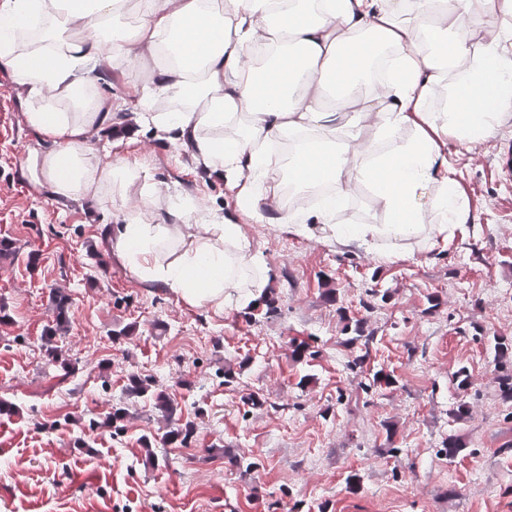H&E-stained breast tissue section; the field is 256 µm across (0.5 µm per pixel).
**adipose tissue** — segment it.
<instances>
[{"instance_id": "ef3b65f1", "label": "adipose tissue", "mask_w": 512, "mask_h": 512, "mask_svg": "<svg viewBox=\"0 0 512 512\" xmlns=\"http://www.w3.org/2000/svg\"><path fill=\"white\" fill-rule=\"evenodd\" d=\"M512 0H0V69L24 90L26 126L41 140L24 174L50 198H111L141 171L105 140L114 111L148 100L167 112L137 121L176 135L193 161L224 174L254 222L300 229L282 186L316 200L315 218L336 244L421 231V198L432 186L440 217L434 237L470 219L456 196L449 139L488 140L512 124V31L476 49L474 21ZM386 71L368 84L378 59ZM136 79H126L129 68ZM121 80L116 101L93 92ZM451 82L449 109L432 112L437 86ZM295 143L287 160L270 145ZM278 207L265 215L255 188ZM369 186L383 224L335 227L345 203ZM156 221L129 217L111 247L145 280L165 282L192 306L224 304L236 272L253 262L235 224H216L173 259L161 260L162 232L182 236L196 213L153 192L141 197Z\"/></svg>"}]
</instances>
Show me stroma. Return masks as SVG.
<instances>
[{
	"label": "stroma",
	"instance_id": "35a3bbf8",
	"mask_svg": "<svg viewBox=\"0 0 512 512\" xmlns=\"http://www.w3.org/2000/svg\"><path fill=\"white\" fill-rule=\"evenodd\" d=\"M23 112L0 71V240L16 246L0 257L10 317L0 325V400L17 407L0 416V512H512V402L497 382L512 358L496 363L489 347L490 337L512 338V177L496 169L512 127L487 141H449L453 188L472 220L449 225L447 243L423 233L344 249L308 214L302 235L244 220L225 180L131 118L135 143L121 155L146 178L125 190L124 208L52 200L22 169L38 145ZM147 186L198 211L193 236L214 221L238 225L277 312L236 300L191 306L164 282L137 278L107 236ZM57 289L70 298L57 345L77 366L65 380L42 348ZM383 289L390 300L365 310L369 292ZM349 318L365 319L372 335L354 370L343 344ZM127 325L131 335L113 341ZM301 342L311 355L298 362L291 347ZM462 366L472 381L463 396L451 383ZM228 368L240 372L230 386ZM380 368L397 386L363 389ZM132 372L166 390L173 419L126 397ZM461 398L471 415L458 421L451 411ZM116 403L128 409L119 433L103 424ZM92 419L99 428L89 429ZM188 421L197 427L189 447L156 445L151 465L141 436ZM451 435L463 445L452 459L443 448ZM80 437L89 450L75 451ZM234 456L257 469L233 466Z\"/></svg>",
	"mask_w": 512,
	"mask_h": 512
}]
</instances>
